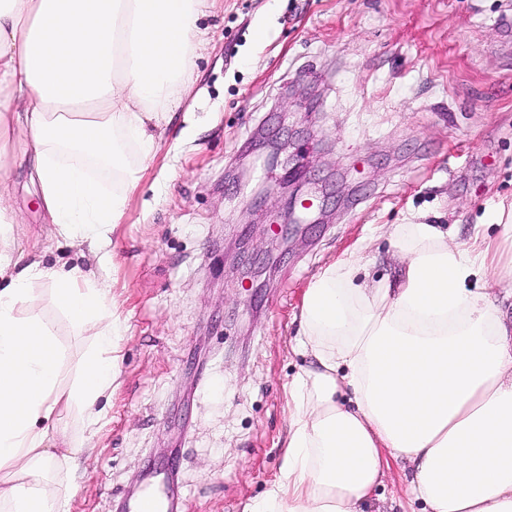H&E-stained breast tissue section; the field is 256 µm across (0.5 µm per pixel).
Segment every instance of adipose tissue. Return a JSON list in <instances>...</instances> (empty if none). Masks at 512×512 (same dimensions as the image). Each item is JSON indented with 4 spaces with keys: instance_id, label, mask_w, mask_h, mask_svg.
I'll list each match as a JSON object with an SVG mask.
<instances>
[{
    "instance_id": "1",
    "label": "adipose tissue",
    "mask_w": 512,
    "mask_h": 512,
    "mask_svg": "<svg viewBox=\"0 0 512 512\" xmlns=\"http://www.w3.org/2000/svg\"><path fill=\"white\" fill-rule=\"evenodd\" d=\"M209 0H0V153L19 147L59 235L121 223L179 106ZM112 174L104 191L101 172ZM396 276L356 282L327 266L302 295L288 388L287 476L249 512H364L390 462L408 464L420 512H512V291L492 297L490 245L448 243L439 224L391 230ZM49 286L77 333V373L38 314ZM121 322L108 284L0 249V506L58 512L52 471L83 454L62 411L87 425L112 385Z\"/></svg>"
}]
</instances>
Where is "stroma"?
<instances>
[{
	"mask_svg": "<svg viewBox=\"0 0 512 512\" xmlns=\"http://www.w3.org/2000/svg\"><path fill=\"white\" fill-rule=\"evenodd\" d=\"M190 95L162 124L161 148L108 231L106 256L61 238L19 153L0 156L20 217L15 255L92 272L124 323L103 418L60 476L59 512H112L147 459L179 446L177 512H245L285 475L288 386L306 367L291 344L302 291L333 260L358 278L391 274L389 227L444 224L448 241L495 240L512 265V0H214ZM307 163L310 223L272 243L282 201L259 204L282 167L272 142ZM265 244L258 274L237 268ZM31 310L67 353L69 382L88 336L36 287ZM204 386L185 392L198 346ZM391 464L365 512H407Z\"/></svg>",
	"mask_w": 512,
	"mask_h": 512,
	"instance_id": "1",
	"label": "stroma"
}]
</instances>
